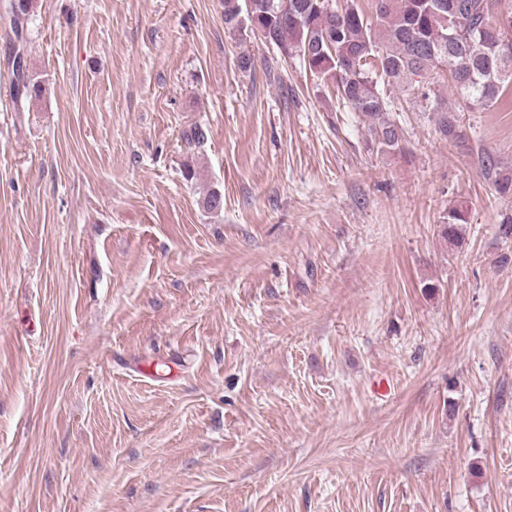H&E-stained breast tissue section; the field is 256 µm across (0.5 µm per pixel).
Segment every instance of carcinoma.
<instances>
[{
  "label": "carcinoma",
  "instance_id": "1",
  "mask_svg": "<svg viewBox=\"0 0 512 512\" xmlns=\"http://www.w3.org/2000/svg\"><path fill=\"white\" fill-rule=\"evenodd\" d=\"M36 0H11L15 41ZM377 24L358 0H224V27L262 37L289 58L298 56L314 75L332 83L337 97L365 117L382 151L401 149L402 131L387 115L384 82L420 93L410 103L433 113L435 132L459 136V114L494 106L512 85V0H375ZM445 72L454 103L432 98L425 82ZM17 100L38 97L42 84L28 70L13 73ZM470 223L469 208L451 206L440 237L459 247Z\"/></svg>",
  "mask_w": 512,
  "mask_h": 512
}]
</instances>
